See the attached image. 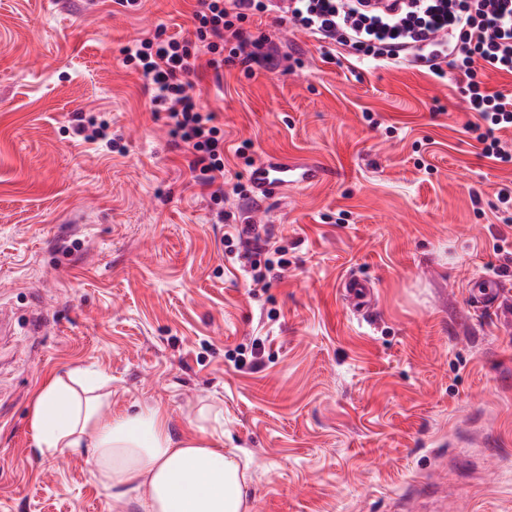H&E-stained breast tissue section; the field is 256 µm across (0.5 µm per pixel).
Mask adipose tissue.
<instances>
[{
    "instance_id": "adipose-tissue-1",
    "label": "adipose tissue",
    "mask_w": 512,
    "mask_h": 512,
    "mask_svg": "<svg viewBox=\"0 0 512 512\" xmlns=\"http://www.w3.org/2000/svg\"><path fill=\"white\" fill-rule=\"evenodd\" d=\"M40 455L84 456L113 512H249L245 474L224 451V414L206 407L182 433L156 406L113 412L102 372L76 367L47 381L31 409Z\"/></svg>"
}]
</instances>
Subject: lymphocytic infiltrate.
I'll return each instance as SVG.
<instances>
[{"label":"lymphocytic infiltrate","mask_w":512,"mask_h":512,"mask_svg":"<svg viewBox=\"0 0 512 512\" xmlns=\"http://www.w3.org/2000/svg\"><path fill=\"white\" fill-rule=\"evenodd\" d=\"M369 0H197L193 29L187 37L158 28L152 37L123 47V62L140 73L151 94L153 111L163 113L176 146L186 150L194 182L213 204L224 201V129L214 112L194 92L202 66L238 65L276 70L279 54L271 39L254 35L253 18L274 15L282 25L308 32L327 43L326 62L336 60V46L350 55L394 65L413 66L441 79L454 75L476 117L468 129L484 157L512 163V150L500 137L512 129V93L489 92L481 79L490 68L512 74V0H393L390 10H375ZM232 223L228 247L249 268L254 286L283 270L287 259L269 255V239L255 225Z\"/></svg>","instance_id":"f902f5d3"}]
</instances>
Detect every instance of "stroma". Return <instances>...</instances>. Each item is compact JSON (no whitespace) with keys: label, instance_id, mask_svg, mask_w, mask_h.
<instances>
[{"label":"stroma","instance_id":"stroma-1","mask_svg":"<svg viewBox=\"0 0 512 512\" xmlns=\"http://www.w3.org/2000/svg\"><path fill=\"white\" fill-rule=\"evenodd\" d=\"M194 5L0 0V512H112L82 457L34 448L36 392L78 366L110 377L113 410L160 407L177 432L221 408L249 512H512V330L468 302L512 253V163L482 157L454 81L329 64L263 18L280 69L195 86L224 128L225 210L288 261L252 288L122 61L157 25L185 36ZM79 113L116 149L76 137ZM270 156L331 175L234 194ZM353 274L365 319L337 288ZM345 300L357 313H366L373 305L371 284L369 281L353 276H345L339 283Z\"/></svg>","mask_w":512,"mask_h":512}]
</instances>
